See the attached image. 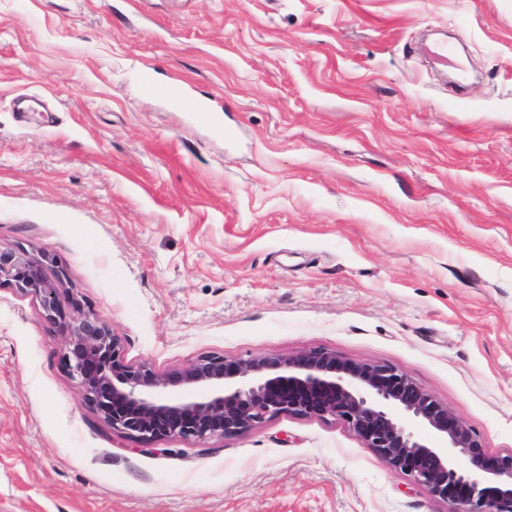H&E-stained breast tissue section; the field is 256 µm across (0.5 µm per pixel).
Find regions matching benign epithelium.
Returning <instances> with one entry per match:
<instances>
[{
  "label": "benign epithelium",
  "mask_w": 512,
  "mask_h": 512,
  "mask_svg": "<svg viewBox=\"0 0 512 512\" xmlns=\"http://www.w3.org/2000/svg\"><path fill=\"white\" fill-rule=\"evenodd\" d=\"M49 263L46 256L0 249V280L40 298L46 319L63 325L69 374L112 432L140 442L207 441L281 414L330 417L388 467L447 502L448 512H512V453L484 458L480 438L394 367L325 349L236 360L210 355L167 373L130 366L121 359L120 339L98 314L63 318L61 282L47 277ZM172 386L188 395L169 399Z\"/></svg>",
  "instance_id": "obj_1"
}]
</instances>
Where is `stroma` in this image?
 Masks as SVG:
<instances>
[{"instance_id":"35a3bbf8","label":"stroma","mask_w":512,"mask_h":512,"mask_svg":"<svg viewBox=\"0 0 512 512\" xmlns=\"http://www.w3.org/2000/svg\"><path fill=\"white\" fill-rule=\"evenodd\" d=\"M0 248L127 364L325 348L512 453V0H0ZM64 344L0 284V512H448L338 420L132 444Z\"/></svg>"}]
</instances>
